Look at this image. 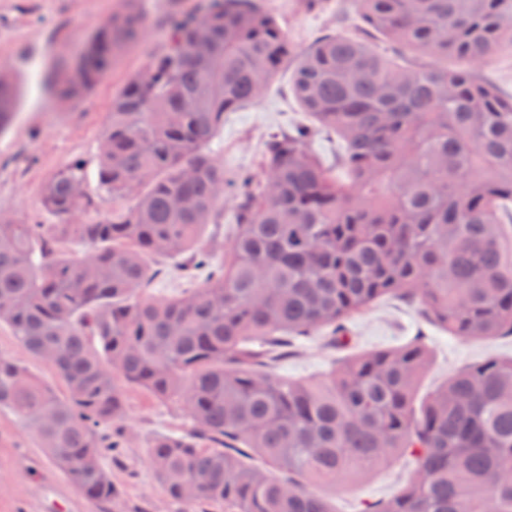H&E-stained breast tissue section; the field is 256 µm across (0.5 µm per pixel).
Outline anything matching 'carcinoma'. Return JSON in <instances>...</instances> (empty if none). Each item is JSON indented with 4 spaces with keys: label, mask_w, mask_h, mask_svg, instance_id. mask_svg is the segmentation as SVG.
Returning <instances> with one entry per match:
<instances>
[{
    "label": "carcinoma",
    "mask_w": 512,
    "mask_h": 512,
    "mask_svg": "<svg viewBox=\"0 0 512 512\" xmlns=\"http://www.w3.org/2000/svg\"><path fill=\"white\" fill-rule=\"evenodd\" d=\"M352 2L366 33L304 51L261 0L173 17L165 52L112 98L100 136L98 185L132 205L88 224L0 214V325L66 388L0 356V409L88 499L116 501L103 459L126 438L100 429L139 387L189 422L148 446L184 512H336L324 489L400 456L414 477L367 512H512V356L459 368L421 399L430 360L418 336L324 380L275 371L299 340L345 346L346 320L386 296L452 335H512V96L474 78L512 49V0ZM145 22L127 0L57 65L54 98L86 95ZM289 57V91L311 123L270 134L260 174L235 178L237 231L219 255L203 233L228 180L210 146L224 114L259 102ZM17 98L1 74L0 132ZM315 132L336 137L346 181L308 150ZM88 181L83 161L63 164L44 210L63 220L94 207ZM161 256L186 283L176 296L146 293Z\"/></svg>",
    "instance_id": "carcinoma-1"
}]
</instances>
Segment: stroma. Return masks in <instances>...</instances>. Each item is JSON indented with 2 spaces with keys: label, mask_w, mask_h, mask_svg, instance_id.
<instances>
[{
  "label": "stroma",
  "mask_w": 512,
  "mask_h": 512,
  "mask_svg": "<svg viewBox=\"0 0 512 512\" xmlns=\"http://www.w3.org/2000/svg\"><path fill=\"white\" fill-rule=\"evenodd\" d=\"M297 49H307L321 35L354 31L358 17L350 0H263ZM203 0H142L147 23L137 44L126 50L84 98L59 104L46 90V78L58 61L73 58L81 45L125 0H0V73L16 76L19 101L11 123L0 132V214L19 224H49L41 205L42 188L62 164L76 158L95 164L100 134L112 99L125 82L167 46L172 15L197 12ZM294 68L286 63L266 95L256 104L226 113L211 149L227 178L259 173L266 136L307 122L288 91ZM349 347L333 349L315 339L278 367L290 379H323L335 361L352 354L401 346L423 337L431 365L422 391L439 384L449 371L488 356H512V338L473 341L454 336L425 321L411 303L386 297L367 306L347 323ZM127 446L104 465L120 498L108 507L87 499L45 456L33 433L13 414L0 411V512H51V500L69 501V512H181L165 494L147 458L156 436L180 434L187 427L181 411L157 402L145 391L127 389L121 421ZM415 463L399 458L363 476H348L329 489L336 512H360L365 503L394 495L413 476Z\"/></svg>",
  "instance_id": "obj_1"
}]
</instances>
